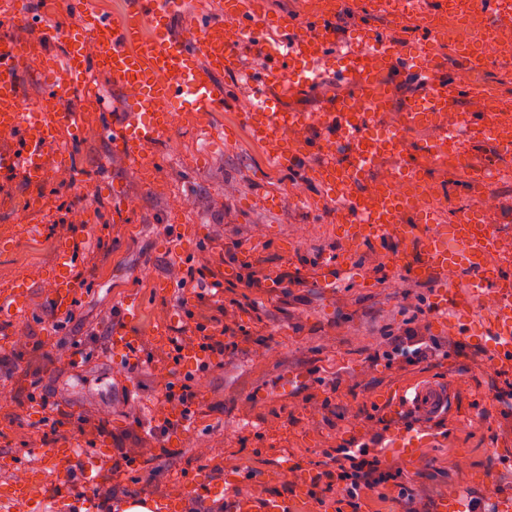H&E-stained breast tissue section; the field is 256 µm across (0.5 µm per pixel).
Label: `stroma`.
I'll use <instances>...</instances> for the list:
<instances>
[{
	"label": "stroma",
	"mask_w": 512,
	"mask_h": 512,
	"mask_svg": "<svg viewBox=\"0 0 512 512\" xmlns=\"http://www.w3.org/2000/svg\"><path fill=\"white\" fill-rule=\"evenodd\" d=\"M223 82V109L181 113L141 163L112 150L107 131L129 100L106 75L94 80L98 106L81 97L65 102L82 122L63 165H49L39 188L54 203L36 219L41 238L0 246V291L21 279L31 285L27 308L0 319V492L26 471L49 504L79 489L102 502L103 512H123L126 503L167 496L177 480L194 512H227L225 484L256 502L287 495L285 464L317 471L326 451L369 437L365 410L440 380L450 388L448 408L416 424L412 452L402 453L411 433L397 423L380 442L387 462L404 470L413 503L389 487L365 496L366 512L411 505L436 512L451 493L496 505L497 492L512 489V468L495 461L497 449L512 448V416L495 395L512 383V372L497 374L489 364L486 311L475 307L472 337L439 325L433 283L395 268L396 251L418 256L415 241L359 251L335 290L320 288L326 258L344 250L331 193L308 176L321 156L274 168L244 120L240 76ZM35 189L24 174L0 172V227L23 226L27 216L17 203ZM84 206L83 229L73 213ZM64 238L85 242L76 268L83 284L59 313L52 268ZM234 239L243 246L232 258L224 244ZM247 263L255 264L261 287L237 282ZM193 270L207 285L201 300ZM130 298L138 303L131 324L118 313ZM183 298L193 317L181 309ZM234 299L243 306L237 348L201 380L195 414L170 435L172 454L127 467L122 454L138 426L159 423V371L169 349L160 331L194 349L202 334H220ZM410 320L442 340L445 354L413 366L372 362L385 336ZM121 325L142 341L138 368L112 348V330ZM16 335L24 345L13 343ZM458 343L463 352H455ZM46 401L53 410H43ZM49 414L61 422L56 441L78 446L76 458L48 463L39 440ZM100 423L103 434L87 439L84 427Z\"/></svg>",
	"instance_id": "obj_1"
}]
</instances>
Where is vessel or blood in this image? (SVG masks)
Returning <instances> with one entry per match:
<instances>
[{
  "mask_svg": "<svg viewBox=\"0 0 512 512\" xmlns=\"http://www.w3.org/2000/svg\"><path fill=\"white\" fill-rule=\"evenodd\" d=\"M475 4L489 30L512 27V15L504 11L505 0H475ZM69 6L93 51L88 54L70 48L63 64L45 73L46 101L27 99L21 82L28 68L27 53L9 35L0 36V127L8 128L14 138L10 149L0 150V171L20 170L32 181H39L61 134L81 123L80 114L61 110V103L90 94L91 79L101 70L107 71L113 88L124 91L131 102L121 124L112 129V145L130 158H140L145 148L170 130L174 113L187 109L203 115L223 109L220 75L238 72L241 49H264L273 28H280L288 33L280 66L258 78L246 76L248 93L243 101L245 116L255 136L267 145L271 161L292 166L305 155L321 154L314 174L335 192L339 222L354 249H382L421 234L418 259L400 255L396 265L406 277L434 283L436 308L457 312L454 328L458 334H466L469 324L465 315L481 296H498L487 325L488 352L495 369L512 370V269L501 263L502 256L512 252V241L493 227L475 231L481 218L473 209L447 217L440 204L427 208L390 188L379 194L371 190L383 158H394L396 175L411 176L423 184L427 178L420 157L444 144L459 147L466 157L470 151L464 146L465 139L480 141L492 136L491 115L478 104L486 96L504 98L505 88L481 91L447 78L429 52L432 22L446 15L447 0H403L396 24L401 31H418V38L411 41L377 36L373 19L381 10L380 0H358L365 18L362 39L347 47L336 71L337 79L348 89L338 98L325 99L314 112L274 111L269 102L274 96L302 95L321 78L313 64L326 57L336 43L338 0H320L300 16L276 20L265 0H226L223 15L201 26L186 20L180 36L173 32L171 22L182 13L183 0H126L123 13L112 18L92 10L88 0H69ZM29 15V0H0V24L7 26ZM149 19L155 23V35L144 41L140 32ZM448 53L460 69L480 59L478 48L466 41L449 43ZM407 69L418 72L424 82L422 95L406 110L408 125L424 121L432 112H457L463 118V129L438 128L430 142L414 143L400 133L388 140L372 136L391 94L390 88H378L380 75ZM293 126L318 131L322 138L287 143L284 132ZM337 139L350 146L341 158L332 149ZM77 254L70 240L62 242L56 254V301L62 309L68 307L78 288L72 274ZM346 261L343 255L327 259L321 287L339 284ZM464 271L468 279L457 281V274ZM28 296L29 285L23 280L1 292L0 315L22 311ZM399 406L423 419L435 417L448 407V386L434 380L422 384ZM230 512H292V501L273 497L257 507L234 499Z\"/></svg>",
  "mask_w": 512,
  "mask_h": 512,
  "instance_id": "vessel-or-blood-1",
  "label": "vessel or blood"
}]
</instances>
